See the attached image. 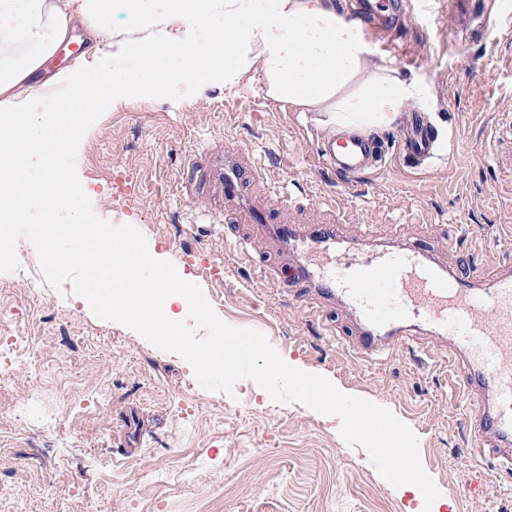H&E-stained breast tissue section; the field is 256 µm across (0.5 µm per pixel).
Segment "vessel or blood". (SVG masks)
Instances as JSON below:
<instances>
[{"label":"vessel or blood","mask_w":512,"mask_h":512,"mask_svg":"<svg viewBox=\"0 0 512 512\" xmlns=\"http://www.w3.org/2000/svg\"><path fill=\"white\" fill-rule=\"evenodd\" d=\"M400 5L375 0L370 15L379 30L390 29ZM498 162L512 168V119L494 129ZM413 166H427L434 141L422 128H413L400 142ZM240 147L205 148L196 162L231 208L239 228L235 239L248 246L264 238L292 244L298 258L296 289L290 296L302 305L326 309L343 297L358 313L352 336L365 358L382 357L391 346L407 340L413 323L434 327L449 339L448 353L461 365L462 388L469 401L468 427L477 447L512 462V274L497 275L491 288L474 287L485 271L453 273L419 250L399 253H355L342 228L347 224L345 202H337L336 220L319 224H278L268 209L244 197L245 171L238 165ZM324 169L353 185L381 168L383 155L362 134L329 140L318 148ZM495 403H488L487 394Z\"/></svg>","instance_id":"vessel-or-blood-1"}]
</instances>
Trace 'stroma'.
I'll use <instances>...</instances> for the list:
<instances>
[{
  "label": "stroma",
  "instance_id": "35a3bbf8",
  "mask_svg": "<svg viewBox=\"0 0 512 512\" xmlns=\"http://www.w3.org/2000/svg\"><path fill=\"white\" fill-rule=\"evenodd\" d=\"M411 3L414 27L395 44L374 46L429 90L413 106L452 153L425 173L398 153L396 125L379 135L380 171L349 188L318 176L316 149L328 131L317 113L282 109L256 83L178 102L132 96L86 132L77 173L94 213L139 229L150 249L201 287L224 323L261 332L287 364L404 422L440 491L432 508L417 487L383 480L366 452L344 441L339 416L274 403L248 379L230 395L205 391L181 357L96 318L82 297L42 279L0 293V336L22 353L0 356V512H206L210 498L222 500L224 512H512V472L464 453L471 438L460 372L428 353L444 337L366 361L347 343L357 316L344 300L324 316L292 308L287 244L238 252L225 243L208 185L196 183L192 205L179 192L189 159L220 139L260 159L253 204L291 197L288 223H319L324 202L345 193L353 206L345 232L358 250L413 245L432 249L445 267L502 270L499 248L512 243V229L491 194L512 185V172L493 161L491 125L496 107L512 104V75L481 85L470 62L506 45L467 14L469 32L451 47L438 0ZM203 261L218 275L200 273Z\"/></svg>",
  "mask_w": 512,
  "mask_h": 512
}]
</instances>
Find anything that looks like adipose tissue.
<instances>
[{
    "label": "adipose tissue",
    "instance_id": "obj_1",
    "mask_svg": "<svg viewBox=\"0 0 512 512\" xmlns=\"http://www.w3.org/2000/svg\"><path fill=\"white\" fill-rule=\"evenodd\" d=\"M127 23L115 25L114 16ZM87 60L47 63L76 29ZM110 43L113 54L102 51ZM165 58L164 67L117 72L116 57ZM363 22L347 0H0V126L22 124L26 160L0 144L10 190L0 213L22 209L33 171L50 167L42 143L134 94L181 100L215 84L260 82L292 112L318 113L332 134L379 133L425 88L374 59Z\"/></svg>",
    "mask_w": 512,
    "mask_h": 512
}]
</instances>
